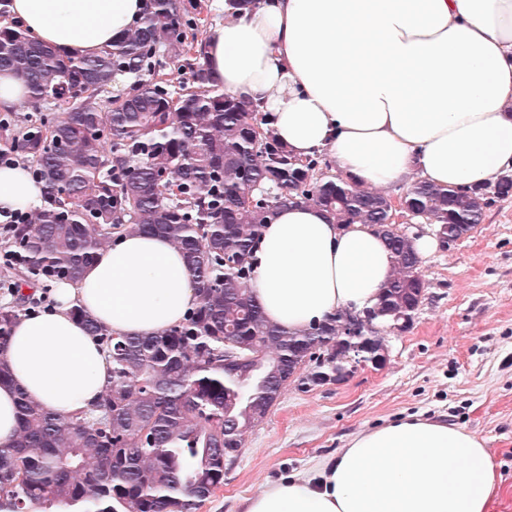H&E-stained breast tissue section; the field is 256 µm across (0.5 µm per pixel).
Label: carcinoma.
Masks as SVG:
<instances>
[{
  "instance_id": "obj_1",
  "label": "carcinoma",
  "mask_w": 512,
  "mask_h": 512,
  "mask_svg": "<svg viewBox=\"0 0 512 512\" xmlns=\"http://www.w3.org/2000/svg\"><path fill=\"white\" fill-rule=\"evenodd\" d=\"M200 0H146L135 26L87 57L48 46L18 25L0 27V71L19 75L35 109L21 125L0 124V141L34 163L45 203L6 242L16 262L0 278L15 301L0 305V347L34 297L25 288L76 280L112 238L157 232L185 255L198 302L181 324L150 337L114 336L73 311L112 359V384L79 420L17 395L19 433L0 447V512H198L224 484L230 449L262 423L289 376L309 366L310 386L354 372L350 344L384 350L381 329L412 318L426 283L416 240L397 228L389 197L331 173L320 156L297 161L263 117L224 92L203 64L179 91L141 80L97 103L120 75L153 72L162 52L187 47L199 30ZM111 150L103 149L104 141ZM512 196V176L467 192L426 181L403 204L457 239L482 223L487 194ZM312 203L337 224H370L394 272L366 329L348 311L289 331L266 320L249 280L264 224L290 204Z\"/></svg>"
}]
</instances>
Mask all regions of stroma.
<instances>
[{
    "mask_svg": "<svg viewBox=\"0 0 512 512\" xmlns=\"http://www.w3.org/2000/svg\"><path fill=\"white\" fill-rule=\"evenodd\" d=\"M421 270L425 296L405 330L385 332L387 362L337 383L289 385L199 512H233L238 498L409 415L481 440L500 481L490 512H512V197L493 199L469 235L424 254Z\"/></svg>",
    "mask_w": 512,
    "mask_h": 512,
    "instance_id": "stroma-1",
    "label": "stroma"
}]
</instances>
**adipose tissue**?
<instances>
[{"label": "adipose tissue", "instance_id": "1", "mask_svg": "<svg viewBox=\"0 0 512 512\" xmlns=\"http://www.w3.org/2000/svg\"><path fill=\"white\" fill-rule=\"evenodd\" d=\"M145 0H11L41 41L97 53ZM202 61L237 99L259 106L292 155L328 154L357 184L426 180L451 189L512 167V0H260L214 28ZM44 187L0 167V211L41 206ZM250 286L266 319L294 331L340 309L374 307L392 256L369 225L340 226L291 205L264 226ZM55 304L17 317L0 363V447L25 392L63 418L95 410L112 362L73 309L123 336H155L185 319L197 284L158 235L116 239ZM499 490L481 440L409 416L357 433L337 456L243 498L237 512H489Z\"/></svg>", "mask_w": 512, "mask_h": 512}]
</instances>
